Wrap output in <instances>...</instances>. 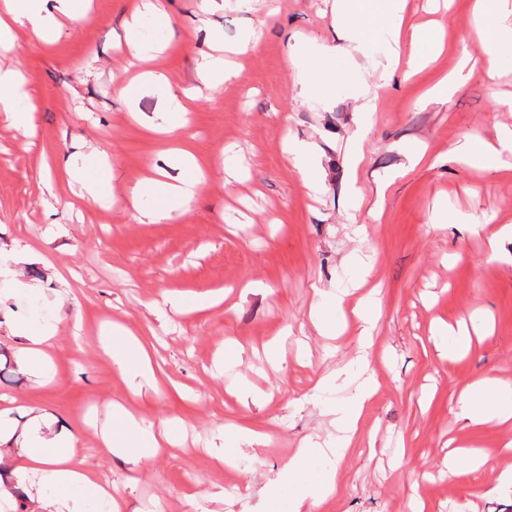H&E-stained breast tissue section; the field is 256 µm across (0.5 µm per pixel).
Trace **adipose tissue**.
<instances>
[{
    "label": "adipose tissue",
    "mask_w": 512,
    "mask_h": 512,
    "mask_svg": "<svg viewBox=\"0 0 512 512\" xmlns=\"http://www.w3.org/2000/svg\"><path fill=\"white\" fill-rule=\"evenodd\" d=\"M87 0H0V51L13 50L19 30H27L37 39L47 41L59 31L61 18L77 19L85 15ZM481 16L482 42L485 47L487 75H494L512 48V27L502 22V0H476ZM333 20L340 42L324 45L304 42L293 50L295 78L301 96L317 95L326 99L336 93L338 80L334 64L345 57L353 68H368L381 79L392 78L395 72L411 76L419 71L423 59L438 45L436 31L408 28L406 0H333ZM258 27H246L232 47H225L224 36L211 34L212 51L203 55L199 67L211 79L224 82L236 72L228 53L248 54L259 45ZM144 90L155 96L156 109L142 115L148 129L175 133L184 124L188 112V93H174L164 76L148 81ZM0 112L4 113L24 136L36 132V107L16 72L0 71ZM101 161L84 154L75 155L67 164L65 174L74 197L107 203L111 196L109 181L98 176ZM167 179L153 180L160 194L159 207L143 203V190H136L132 206L142 224H158L182 212L195 195L196 179L191 175L197 164L188 149H181L167 162ZM112 365L131 379L150 377L153 370L146 349L122 328L112 331ZM363 378L354 395L345 403L329 407L336 423L334 459L341 458L351 447L359 422L378 390V381L366 356L355 359ZM461 419L477 426L488 420L512 422V388H506L496 378L487 376L469 383L458 397ZM79 440L67 426L51 427L44 416L33 415L26 430L17 432L0 428V498L11 499L13 483L37 479L38 485L30 496L31 512H86L87 496H96L109 512H119L120 505L111 486L100 484L93 471L83 467L77 458ZM101 445L106 455H119L138 463L145 459L147 449L159 448L161 442L153 426L133 415H126L124 432L114 435L102 432ZM315 443H305L294 456L279 482L288 486L287 512H313L322 499L336 486L334 464L311 474L310 464Z\"/></svg>",
    "instance_id": "ef3b65f1"
}]
</instances>
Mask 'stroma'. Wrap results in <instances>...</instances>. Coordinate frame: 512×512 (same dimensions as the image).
<instances>
[{
    "instance_id": "obj_1",
    "label": "stroma",
    "mask_w": 512,
    "mask_h": 512,
    "mask_svg": "<svg viewBox=\"0 0 512 512\" xmlns=\"http://www.w3.org/2000/svg\"><path fill=\"white\" fill-rule=\"evenodd\" d=\"M145 1L94 0L84 18L64 21L55 41L22 31L14 50L0 54V69L19 71L38 107L32 138L0 116V243L34 255L14 275L0 276V394L16 401L0 425L23 427L39 408L79 429L86 467L112 485L127 512H282L266 488L305 441L335 437L323 406L353 392L344 384L315 392L323 376L351 368L359 341L349 316L318 332L310 320L314 291L346 290L350 307L375 288L381 317L369 358L380 389L317 512H410L415 493L426 512H512V493L495 489L500 471L512 469V455L500 452L512 428L492 421L469 427L455 417L465 383L490 374L512 386V240H502L494 258L486 248L488 235L512 225V149L503 150L498 172L443 159L455 146L493 142L500 129H512V63L484 75L472 0L447 8L440 0H408L412 22L443 30V52L413 79L398 72L383 86L371 70L345 71L327 104L300 97L289 53L307 41L336 44L332 0H255L252 10L230 5L207 17L199 0H149L169 17L167 27ZM135 11L162 50L131 68L124 23ZM250 25L261 39L242 57L240 77L206 85L197 62L208 27L232 43ZM454 71L460 89L427 102L426 90ZM142 72L192 90L185 140L134 119L155 107L151 96L131 102L122 95ZM361 84L379 90L372 129L360 142L352 88ZM290 134L315 150L323 177L316 196H308L283 151ZM229 144L244 170L231 183L221 166ZM181 146L196 157L206 184L182 215L138 223L130 191ZM415 148L422 159L408 161ZM91 150L106 156L116 202L66 207L64 166ZM351 182L359 201L346 192ZM437 217L449 225L433 229ZM352 255L370 260L359 291L350 288ZM266 285L273 294L263 293ZM218 289L226 299L207 314L161 301L174 295L187 303ZM31 297L59 328L37 377L23 369L9 328L10 318H29ZM76 314L84 325L77 337ZM462 318L478 333L451 361L435 349L432 330ZM116 324L152 358L155 380L137 397L104 348ZM276 339L285 357L280 370L264 360ZM231 352L239 360L232 377L224 373ZM236 377L253 387L251 396L233 387ZM427 388L434 397L424 405ZM110 401L155 427L170 426L179 442L139 467L104 459L97 428L122 427L105 408ZM228 423L268 440L236 447L233 464L221 463L216 450ZM451 438L483 449L490 467L449 476Z\"/></svg>"
}]
</instances>
